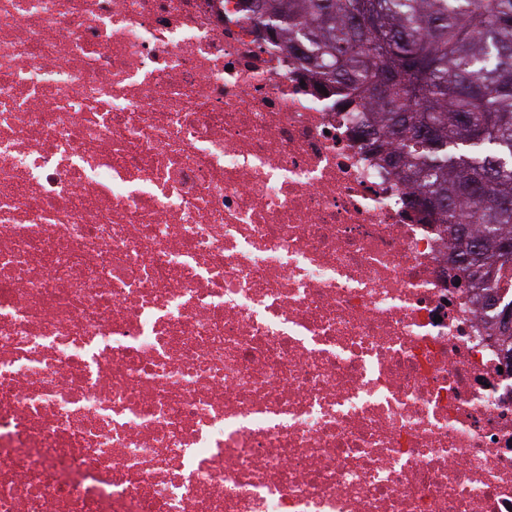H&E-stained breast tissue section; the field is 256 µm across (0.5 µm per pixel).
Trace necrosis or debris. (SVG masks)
<instances>
[{
  "instance_id": "obj_1",
  "label": "necrosis or debris",
  "mask_w": 512,
  "mask_h": 512,
  "mask_svg": "<svg viewBox=\"0 0 512 512\" xmlns=\"http://www.w3.org/2000/svg\"><path fill=\"white\" fill-rule=\"evenodd\" d=\"M243 0H0V512H512L477 291Z\"/></svg>"
}]
</instances>
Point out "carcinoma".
<instances>
[{
  "label": "carcinoma",
  "instance_id": "obj_1",
  "mask_svg": "<svg viewBox=\"0 0 512 512\" xmlns=\"http://www.w3.org/2000/svg\"><path fill=\"white\" fill-rule=\"evenodd\" d=\"M322 81L378 104L367 133L448 226L483 299L512 292V0H271Z\"/></svg>",
  "mask_w": 512,
  "mask_h": 512
}]
</instances>
